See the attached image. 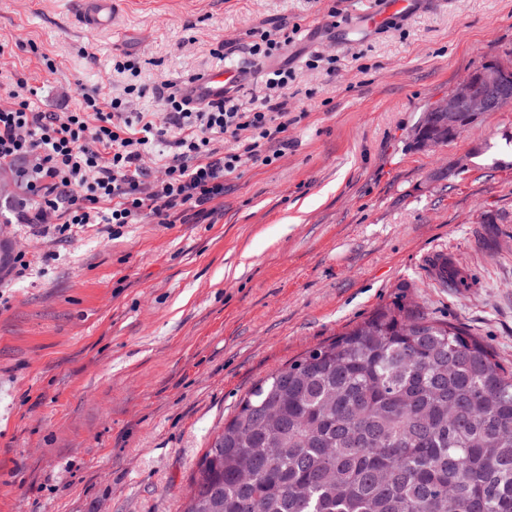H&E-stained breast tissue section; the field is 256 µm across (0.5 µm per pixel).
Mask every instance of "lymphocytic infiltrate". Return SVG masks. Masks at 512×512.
Masks as SVG:
<instances>
[{
  "label": "lymphocytic infiltrate",
  "mask_w": 512,
  "mask_h": 512,
  "mask_svg": "<svg viewBox=\"0 0 512 512\" xmlns=\"http://www.w3.org/2000/svg\"><path fill=\"white\" fill-rule=\"evenodd\" d=\"M295 79L280 68L266 91L242 105L238 92L197 102L188 88L169 86L166 114L130 113L120 98L83 97L73 111L36 112L19 91L0 105V166L21 164L34 196V223L59 235L91 224H134L142 215L162 224L210 215L224 195V179L247 163L270 165L288 147L285 91ZM162 144L157 177L144 164L146 149Z\"/></svg>",
  "instance_id": "f902f5d3"
}]
</instances>
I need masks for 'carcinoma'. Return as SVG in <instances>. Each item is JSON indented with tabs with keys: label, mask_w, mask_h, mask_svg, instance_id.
I'll return each instance as SVG.
<instances>
[{
	"label": "carcinoma",
	"mask_w": 512,
	"mask_h": 512,
	"mask_svg": "<svg viewBox=\"0 0 512 512\" xmlns=\"http://www.w3.org/2000/svg\"><path fill=\"white\" fill-rule=\"evenodd\" d=\"M184 512H512V369L393 301L249 391Z\"/></svg>",
	"instance_id": "cac0c4a2"
}]
</instances>
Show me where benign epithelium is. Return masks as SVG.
Returning a JSON list of instances; mask_svg holds the SVG:
<instances>
[{
	"label": "benign epithelium",
	"instance_id": "obj_1",
	"mask_svg": "<svg viewBox=\"0 0 512 512\" xmlns=\"http://www.w3.org/2000/svg\"><path fill=\"white\" fill-rule=\"evenodd\" d=\"M512 104V58L488 60L461 79L447 96L434 101L416 147L435 151L481 117Z\"/></svg>",
	"mask_w": 512,
	"mask_h": 512
}]
</instances>
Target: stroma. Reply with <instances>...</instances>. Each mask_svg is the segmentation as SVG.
<instances>
[{
    "label": "stroma",
    "instance_id": "obj_1",
    "mask_svg": "<svg viewBox=\"0 0 512 512\" xmlns=\"http://www.w3.org/2000/svg\"><path fill=\"white\" fill-rule=\"evenodd\" d=\"M83 8L0 0V104L22 81L38 112L96 94L161 112L168 84L230 64L259 95L286 65L301 120L282 158L226 178L209 224L62 236L0 196V261L28 265L0 277V512H183L243 397L396 299L512 367V105L436 151L412 144L428 104L512 56V0H422L401 29L341 43L365 0H112L98 30ZM285 19L301 32L254 66L248 32ZM440 254L468 287L438 281Z\"/></svg>",
    "mask_w": 512,
    "mask_h": 512
}]
</instances>
